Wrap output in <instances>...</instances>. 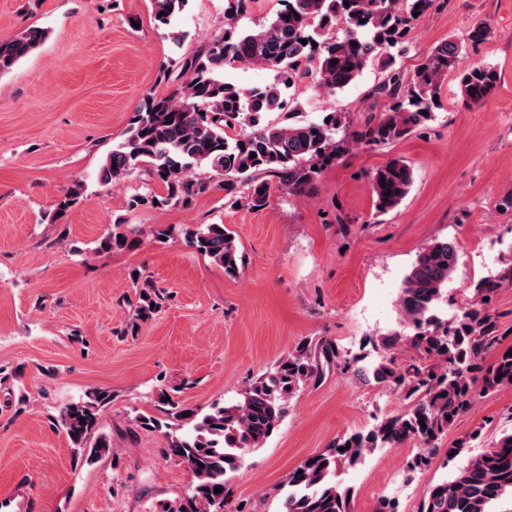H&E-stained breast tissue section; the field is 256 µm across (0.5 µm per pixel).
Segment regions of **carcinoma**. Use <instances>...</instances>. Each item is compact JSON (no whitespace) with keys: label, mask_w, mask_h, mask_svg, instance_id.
<instances>
[{"label":"carcinoma","mask_w":512,"mask_h":512,"mask_svg":"<svg viewBox=\"0 0 512 512\" xmlns=\"http://www.w3.org/2000/svg\"><path fill=\"white\" fill-rule=\"evenodd\" d=\"M283 9L269 21L250 29L239 18L251 11L252 0H224V25L187 56L163 70L174 89L165 96L148 95L129 123L125 137L102 162L98 181L104 186L124 182L136 172L160 182L164 192L135 193L131 211L185 208L198 198L221 189L224 204L265 208L272 190L308 195L323 169L340 159L349 144L386 146L434 120L445 75L456 68L466 43L448 39L437 44L409 81L393 70L396 56L405 51V37L417 18L437 6V0H282ZM155 20L171 24L188 0H150ZM48 37L45 29H27L0 38V75L31 55ZM307 44H302L301 40ZM375 63L386 78L375 93L392 99L386 115L362 129L347 131L345 117L334 110L317 120L303 118L300 102L285 91L309 81L336 95L353 84ZM264 66L276 81L263 88L242 87L224 80V70ZM499 74L492 66H475L460 74L463 103H483L496 89ZM256 157H251V154ZM205 167L206 172L197 169ZM413 169L394 158L370 176L376 212L395 210L413 184ZM390 195H384V192ZM75 182L58 200L63 214L84 197ZM141 229L117 222L101 236L100 252L133 248ZM188 242L234 277L242 254L234 235L222 224L185 230ZM458 263L456 244L436 239L419 252L404 277L398 297L403 329L382 337L389 355L360 375L384 383L409 401L400 414L376 426L332 442L288 474L281 512H350L351 490L334 480L341 464H356L368 450L394 448L408 441L418 452L408 462L415 471L443 454L452 461L468 455L451 479L429 487L416 512H497L495 506L512 498V429L504 430L492 447L470 452L481 431L448 441L455 420L485 396L512 389V355L503 346L492 295L512 282V267L481 278L474 285V301L445 323L435 314L448 279ZM140 294L134 321L145 322L161 309L166 290L137 275L131 279ZM410 347L417 356L400 360L394 351ZM496 352L492 364L486 356ZM349 360L326 339L308 341L279 359L274 368L250 383L241 397L209 411L185 406L159 392L169 421L138 415L145 429H165L163 456L186 466L193 480L180 512H224L232 473L245 456L273 435L287 413L288 401L307 382L321 379L324 367ZM112 400L99 388L86 398L63 406L58 424L74 455L89 464L112 451L105 436L89 442L100 411ZM222 489L214 493V488Z\"/></svg>","instance_id":"obj_1"}]
</instances>
